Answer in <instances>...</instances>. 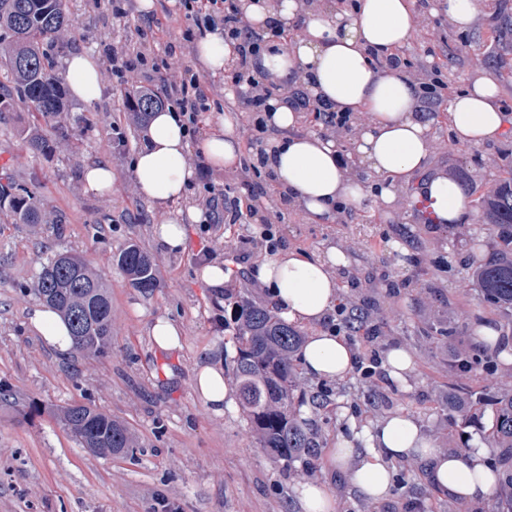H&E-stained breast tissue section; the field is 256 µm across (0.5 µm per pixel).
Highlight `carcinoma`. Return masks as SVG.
<instances>
[{"label":"carcinoma","mask_w":512,"mask_h":512,"mask_svg":"<svg viewBox=\"0 0 512 512\" xmlns=\"http://www.w3.org/2000/svg\"><path fill=\"white\" fill-rule=\"evenodd\" d=\"M72 25L68 0H0V112L14 109L18 101L27 104L32 124L24 138L34 154L50 148L40 134V123L66 111L64 78L49 48L62 43ZM125 99L144 114L157 106L147 89H131ZM3 199L9 200L14 223H42L35 193L9 181L0 183ZM476 203L496 249L487 258L468 260L471 279L489 308L512 315V177ZM117 265L133 287L144 292L156 287L153 261L138 245L121 249ZM34 291L68 323L76 350L96 358L109 353L112 304L105 278L93 273L83 257L56 253L46 258ZM236 319L235 374L243 413L260 447L275 460L291 464L318 447L314 434L293 416L303 335L282 322L275 310L245 297L236 301ZM484 403L494 413L486 443L495 449V463L502 466L491 512H512V378H496L477 390L448 392V419L455 427L466 428L473 421L472 407ZM59 420L82 447L99 454L131 448L128 428L91 405H71L61 411Z\"/></svg>","instance_id":"cac0c4a2"}]
</instances>
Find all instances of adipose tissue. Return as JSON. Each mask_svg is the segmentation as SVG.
I'll return each instance as SVG.
<instances>
[{
	"instance_id": "obj_1",
	"label": "adipose tissue",
	"mask_w": 512,
	"mask_h": 512,
	"mask_svg": "<svg viewBox=\"0 0 512 512\" xmlns=\"http://www.w3.org/2000/svg\"><path fill=\"white\" fill-rule=\"evenodd\" d=\"M255 27L274 19L281 28L303 20V34L278 44L261 61L264 69L281 77L299 79L310 96L322 99L332 110L368 116L355 140V152L364 173L342 168L340 147L331 137L298 132L300 113L278 106L271 123L278 131L266 151L290 204L299 206L314 224H329L339 203L358 207L367 197L366 176L381 180L378 200L396 202L401 182L424 175L431 151L435 113L419 107L420 90L405 73L376 70L373 56H386L407 45L414 33L417 12L414 0H355L353 6L332 10L304 8L303 0H244ZM64 66L72 97L83 103L102 92L100 67L88 53H74ZM499 85L491 77H476L462 94L449 98L446 115L456 141L479 144L499 137L512 125V114L498 104ZM190 144L178 112L162 109L151 114L143 147L132 163L138 194L145 201L165 207L180 201L195 171L186 161ZM200 149L218 169L234 167L241 156L242 138L229 120L206 131ZM425 177V175H424ZM421 195L430 206L435 223L464 220L467 197L457 181L446 176L425 177ZM346 253L331 246L323 253L297 249L266 254L253 275L290 324L312 326L299 351L307 377L340 380L353 368L355 352L349 342L321 324L340 301L334 270L347 265ZM29 326L59 355L72 349L69 330L60 316L45 305L33 309ZM194 388L203 404L215 414L234 411L237 396L223 367L210 361L196 364ZM484 445L464 453L436 447L415 418L397 413L376 424L353 429L328 452L332 470L344 474L353 490L369 500L390 497L397 462L420 460L428 465L435 490L464 500L492 496L498 481L486 463Z\"/></svg>"
}]
</instances>
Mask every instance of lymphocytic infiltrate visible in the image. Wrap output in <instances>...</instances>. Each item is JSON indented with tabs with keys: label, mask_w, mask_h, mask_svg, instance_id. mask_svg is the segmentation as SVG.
<instances>
[{
	"label": "lymphocytic infiltrate",
	"mask_w": 512,
	"mask_h": 512,
	"mask_svg": "<svg viewBox=\"0 0 512 512\" xmlns=\"http://www.w3.org/2000/svg\"><path fill=\"white\" fill-rule=\"evenodd\" d=\"M178 4L185 26L175 37L167 27L156 25L154 19H143L135 0H111L113 19L133 23L135 30L134 38L110 56L112 77L123 86L132 72L152 75L159 83L153 96L160 107L175 108L184 118L189 137H196L202 113L211 109V91L191 67L175 68L170 60L198 36L214 31L223 34L225 43L233 49L224 76L238 88L235 95L225 97L224 108L244 114L250 131L246 160L225 173L224 180L239 183L247 193L230 200L211 182L202 205L214 224H264V240L269 249H276L281 238L271 217L287 207L288 195L282 192L270 196L265 187L266 181L276 178L265 152L267 142L277 134L267 123L272 102H283L303 116L320 121L323 130L334 136L351 130L355 120L351 113L328 111L323 101L309 97L302 83L262 69L261 57L268 48V39L265 32L256 30L241 9L240 0H178Z\"/></svg>",
	"instance_id": "lymphocytic-infiltrate-1"
}]
</instances>
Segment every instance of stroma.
Here are the masks:
<instances>
[{
  "instance_id": "35a3bbf8",
  "label": "stroma",
  "mask_w": 512,
  "mask_h": 512,
  "mask_svg": "<svg viewBox=\"0 0 512 512\" xmlns=\"http://www.w3.org/2000/svg\"><path fill=\"white\" fill-rule=\"evenodd\" d=\"M76 23L57 62L86 51L105 59L133 29L112 18L107 0H69ZM512 16V0H485L471 31L450 21L430 26L414 64H441L449 93L479 75L501 88L499 104L512 110V43L495 37L503 16ZM103 92L90 104L70 101L68 112L44 125L50 152L27 151L21 130L25 107L0 114V182L13 179L37 192L48 221L13 223L8 205L0 206V386L20 401L42 404L41 414L23 416L0 406V512H302L294 488L304 481L326 482L338 512H465L464 500L433 492L421 462L395 465V486L383 503H366L331 471L328 451L348 435L350 422H377L395 413L411 414L437 447L462 448L480 442L493 420L491 407L478 410L465 435L448 428L447 395L457 385L477 386L482 373L457 369L448 345L426 328L459 326L455 345L475 348L472 331L479 321L501 328L504 317L491 313L466 278L473 238L479 255L494 241L482 235L478 210L453 227L428 223L419 211L420 180L397 191L394 209L372 202L338 214L334 223L313 224L295 206L278 225L282 245L307 252L342 248L348 266L338 268L341 304L368 316L376 327L377 356L393 346L410 350L416 372L410 388L389 380L350 373L341 380H306L296 406L308 407L319 447L310 462L284 467L260 447L242 411L217 416L192 387V370L202 356L234 347L236 323L230 301L216 298L196 275L205 261L230 262L226 292L263 303V288L250 281L251 268L265 254L250 224L210 228L187 222V247L178 254L160 250L152 225L166 222L174 210L199 206L204 181L195 178L172 209H155L138 195L131 171L145 142V128L124 108L125 88L110 70H102ZM429 174L460 183L468 200L493 190L512 171V129L497 140L463 145L453 140L446 118L432 130ZM111 163L115 173L106 193L86 191L84 168ZM134 242L153 260L156 288H133L116 265V255ZM84 256L106 276L112 298V345L107 357L73 351L58 355L28 327V314L40 300L34 294L41 261L54 251ZM159 316L179 322L180 351L153 348L150 323ZM72 404H89L125 424L134 440L131 452L101 456L83 448L61 425L58 414Z\"/></svg>"
}]
</instances>
